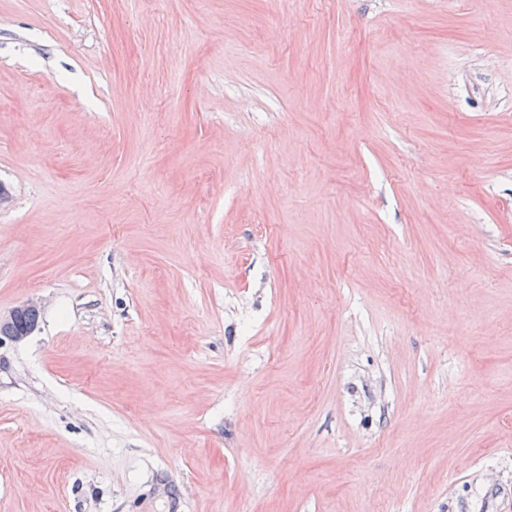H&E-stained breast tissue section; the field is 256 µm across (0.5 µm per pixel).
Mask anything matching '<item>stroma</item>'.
<instances>
[{"instance_id": "obj_1", "label": "stroma", "mask_w": 512, "mask_h": 512, "mask_svg": "<svg viewBox=\"0 0 512 512\" xmlns=\"http://www.w3.org/2000/svg\"><path fill=\"white\" fill-rule=\"evenodd\" d=\"M0 512H512V0H0ZM39 314V307L37 305V302L31 300L28 301L21 306L16 307L13 309L7 316L0 317V327L1 328H10L9 336H6L2 331L0 330V335L5 336L9 338L12 341H20L21 339L28 336L35 326H29L27 324H23L21 326L18 325V321L25 319L31 315H35L38 318ZM14 326V328H13Z\"/></svg>"}]
</instances>
